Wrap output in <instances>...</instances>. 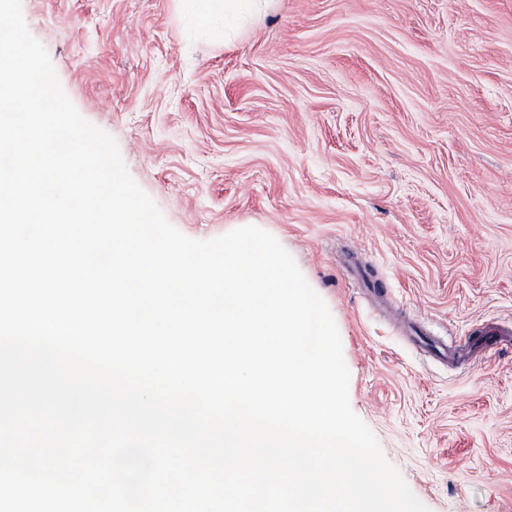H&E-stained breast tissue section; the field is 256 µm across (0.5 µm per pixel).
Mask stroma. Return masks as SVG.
Masks as SVG:
<instances>
[{
    "mask_svg": "<svg viewBox=\"0 0 512 512\" xmlns=\"http://www.w3.org/2000/svg\"><path fill=\"white\" fill-rule=\"evenodd\" d=\"M79 114L185 236L255 226L337 325L353 411L429 512H512V0H21ZM388 284L372 296L368 281Z\"/></svg>",
    "mask_w": 512,
    "mask_h": 512,
    "instance_id": "35a3bbf8",
    "label": "stroma"
}]
</instances>
